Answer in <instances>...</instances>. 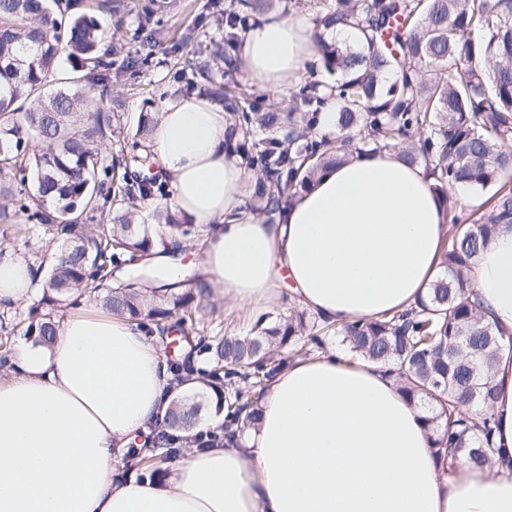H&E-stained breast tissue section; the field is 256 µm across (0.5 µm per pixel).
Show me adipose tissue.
Listing matches in <instances>:
<instances>
[{
	"instance_id": "ef3b65f1",
	"label": "adipose tissue",
	"mask_w": 512,
	"mask_h": 512,
	"mask_svg": "<svg viewBox=\"0 0 512 512\" xmlns=\"http://www.w3.org/2000/svg\"><path fill=\"white\" fill-rule=\"evenodd\" d=\"M309 23L271 12L242 36L252 81L275 88L312 54ZM223 107L161 106L150 149L170 204L204 228L201 281L239 304H294L335 324L415 305L448 224L433 178L396 151L323 170L275 223L245 212L246 168ZM481 311L512 339V225L475 258ZM29 264L0 254V305L30 299ZM493 464L449 470L422 414L380 369L341 349L288 366L238 441L192 451L163 480L118 479L172 379L152 337L117 317L68 316L52 346L19 340L0 368V512H512V352L493 373Z\"/></svg>"
}]
</instances>
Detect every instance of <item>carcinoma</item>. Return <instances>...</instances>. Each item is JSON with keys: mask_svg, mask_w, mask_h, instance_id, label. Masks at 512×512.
<instances>
[{"mask_svg": "<svg viewBox=\"0 0 512 512\" xmlns=\"http://www.w3.org/2000/svg\"><path fill=\"white\" fill-rule=\"evenodd\" d=\"M0 0V220L22 215L65 248L50 253L46 289L28 311L26 333L52 343L60 327L55 305L105 289L103 308L138 327L171 332L193 321L196 298L210 291L183 288L195 273L169 282L156 264L171 241L187 242L195 225L165 207L155 211L159 232L138 215L140 201L164 193L151 172L148 145L159 113L141 112L132 135L124 133L117 84L135 86L136 67H149L155 47L168 40L162 17L175 0H149L132 40L133 59L107 39L83 0ZM314 48L332 82L299 88L310 112L285 111L234 79L217 76L227 63L224 44L210 42L207 59L181 72L188 88L224 104L238 134L234 151L256 175L253 208L269 222L308 188L319 171L355 153L395 150L410 164H424L436 181L451 230L442 252L443 273L426 296L401 313L357 320L343 327L317 322L304 310L274 325L258 316L245 335L200 336L183 352L176 342L168 363L175 381L197 383L224 408V434L255 425L258 400L296 357L324 349L331 335L349 350L395 377L413 402L427 406L436 448L458 462L489 463L492 434L491 372L503 344L482 316L470 277L475 257L498 224H512V0H309ZM228 29L275 9V0H209ZM342 28L361 39L346 44L325 33ZM100 90L89 95L86 83ZM336 105L334 130L319 134L321 108ZM36 137L41 147L31 146ZM457 184L496 185L488 214L469 223L457 215ZM112 215L110 233L94 223ZM122 273L128 279L108 288ZM200 353L211 368L189 361ZM481 408L480 414L470 408ZM201 405L172 399L159 445L129 447L128 462L142 479L159 475V458L199 446L217 432L198 430Z\"/></svg>", "mask_w": 512, "mask_h": 512, "instance_id": "cac0c4a2", "label": "carcinoma"}]
</instances>
